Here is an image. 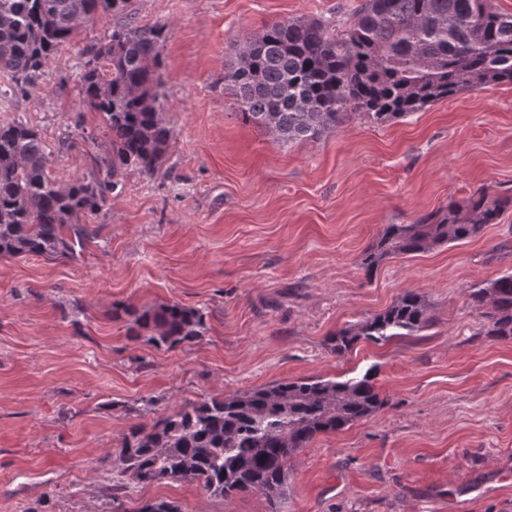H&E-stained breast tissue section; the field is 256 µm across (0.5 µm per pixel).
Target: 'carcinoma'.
<instances>
[{
	"instance_id": "cac0c4a2",
	"label": "carcinoma",
	"mask_w": 512,
	"mask_h": 512,
	"mask_svg": "<svg viewBox=\"0 0 512 512\" xmlns=\"http://www.w3.org/2000/svg\"><path fill=\"white\" fill-rule=\"evenodd\" d=\"M126 0H0V71L26 88L79 26L121 10ZM162 27L129 20L112 30L82 64L81 100L103 115L108 149L96 168L64 185L47 173L48 152L27 123H0V257L74 258L92 238L84 219L98 214L128 168L154 174L168 151L163 121ZM225 78L243 120L283 143L317 139L353 117L383 125L466 89L512 84V15L488 0H363L344 34L321 20L265 25L231 48ZM512 199L466 204L427 213L411 224H391L363 253L369 278L386 260L478 236L495 224ZM486 322L484 333L512 339V273L469 292ZM434 317L419 294H402L382 313L329 338L332 352H349L361 339L379 344L412 336ZM169 348L190 345L205 329L204 314L173 302L145 309L134 320ZM386 404L366 371L345 380L302 378L189 403L150 429L124 438L116 464L120 480L142 484L187 481L223 499L257 494L269 512L285 495L293 458L323 433L340 431ZM133 512H181L171 501Z\"/></svg>"
}]
</instances>
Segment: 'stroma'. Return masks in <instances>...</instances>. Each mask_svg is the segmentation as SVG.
I'll return each instance as SVG.
<instances>
[{
	"label": "stroma",
	"instance_id": "35a3bbf8",
	"mask_svg": "<svg viewBox=\"0 0 512 512\" xmlns=\"http://www.w3.org/2000/svg\"><path fill=\"white\" fill-rule=\"evenodd\" d=\"M360 2L127 0L82 24L33 86L0 72V123L39 130L64 183L107 146L80 101L83 61L127 18L166 27L160 103L173 130L154 175L120 174L76 259H0V512H135L155 500L269 512L261 496L215 498L185 481H132L113 504L124 436L191 402L370 369L385 406L295 458L280 512H512V339L482 335L468 299L512 272V208L477 237L373 277L360 265L387 225L480 189L512 198V85L284 144L244 122L224 79L232 45L265 24L342 30ZM408 291L433 326L331 351V333ZM172 302L204 314L195 344L156 345L113 315Z\"/></svg>",
	"mask_w": 512,
	"mask_h": 512
}]
</instances>
